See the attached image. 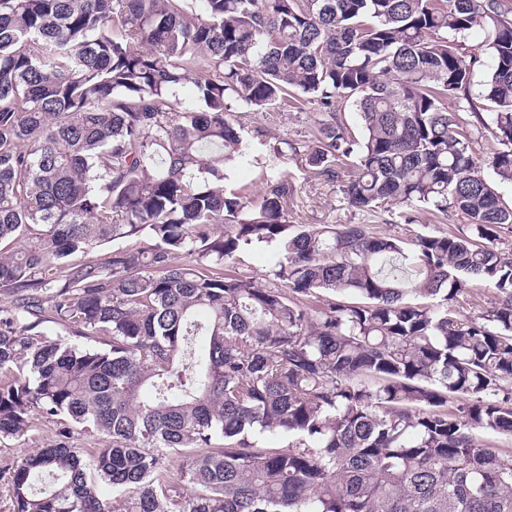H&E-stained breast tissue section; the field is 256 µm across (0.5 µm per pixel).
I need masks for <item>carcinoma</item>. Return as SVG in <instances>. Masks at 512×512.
<instances>
[{
  "label": "carcinoma",
  "mask_w": 512,
  "mask_h": 512,
  "mask_svg": "<svg viewBox=\"0 0 512 512\" xmlns=\"http://www.w3.org/2000/svg\"><path fill=\"white\" fill-rule=\"evenodd\" d=\"M201 3L0 0V437L103 439L8 467L13 512H512V453L476 437L512 436V0ZM312 102L274 154L368 217L463 223L291 224L285 166L226 189L242 119ZM116 240L148 245L70 262ZM258 246L269 284L224 272ZM468 282L496 293L477 316L448 307ZM485 41V30L482 27L475 26L468 32L463 42V47L465 48L464 52L466 54H476L480 57V63L477 64L472 71L469 85V92L474 99L478 98L481 94L483 81L492 64L491 57L484 47Z\"/></svg>",
  "instance_id": "carcinoma-1"
}]
</instances>
